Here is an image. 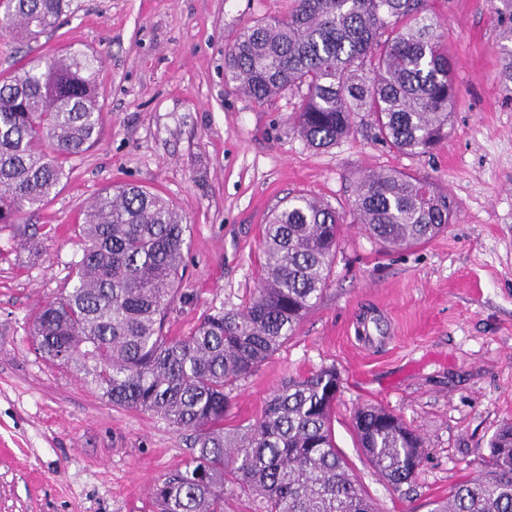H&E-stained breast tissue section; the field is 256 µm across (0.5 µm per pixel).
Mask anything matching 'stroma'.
I'll list each match as a JSON object with an SVG mask.
<instances>
[{
  "instance_id": "obj_1",
  "label": "stroma",
  "mask_w": 512,
  "mask_h": 512,
  "mask_svg": "<svg viewBox=\"0 0 512 512\" xmlns=\"http://www.w3.org/2000/svg\"><path fill=\"white\" fill-rule=\"evenodd\" d=\"M456 61L457 105L431 153L381 140L366 113L326 149L294 130L297 97L259 102L224 80L244 28L284 19L294 0H78L38 41L0 44V73L71 50L102 58L95 142L68 159L57 194L0 228V512H150L154 485L188 458L183 431L115 408L34 349L33 314L82 253L78 226L99 193L135 183L189 226L182 336L207 313L242 307L261 273V232L280 201L306 194L343 217L329 285L252 376L225 422L260 417L285 378L336 368V446L379 512H430L480 467L512 419V97L489 0H428ZM365 170L416 174L456 211L427 243L384 252L350 214ZM38 240L40 257L23 242ZM375 404L418 429L427 456L395 489L357 446L354 410Z\"/></svg>"
}]
</instances>
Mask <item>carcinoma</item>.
I'll return each instance as SVG.
<instances>
[{"instance_id": "1", "label": "carcinoma", "mask_w": 512, "mask_h": 512, "mask_svg": "<svg viewBox=\"0 0 512 512\" xmlns=\"http://www.w3.org/2000/svg\"><path fill=\"white\" fill-rule=\"evenodd\" d=\"M74 0H5L1 40H33L70 17ZM512 42V0H491ZM427 0H295L288 18L246 28L225 53L224 77L264 102L299 95L293 125L316 148L354 133L365 112L395 149L427 154L448 137L455 63ZM99 60L52 56L0 75V224L56 193L63 160L96 139ZM351 214L389 251L447 228L453 203L428 179L362 173ZM342 217L314 197L283 201L262 230V274L237 309L205 315L184 336L165 321L184 269L188 225L160 195L128 184L84 211L71 285L35 313L46 359L114 406L186 431L190 455L152 490L156 512H224V488L264 499V512H378L336 448V369L282 382L260 418L224 428L237 383L291 336L328 287ZM359 448L389 485L415 479L425 441L393 413L357 408ZM431 512H512V422L488 443L478 474Z\"/></svg>"}]
</instances>
